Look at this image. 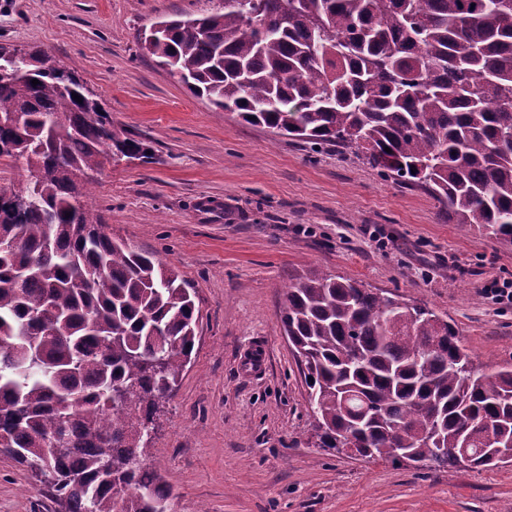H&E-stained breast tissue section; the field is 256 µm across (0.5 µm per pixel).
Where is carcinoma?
<instances>
[{
	"label": "carcinoma",
	"instance_id": "1",
	"mask_svg": "<svg viewBox=\"0 0 512 512\" xmlns=\"http://www.w3.org/2000/svg\"><path fill=\"white\" fill-rule=\"evenodd\" d=\"M254 2L264 26L245 17ZM282 2L219 0L151 24L141 48L214 108L355 147L512 244V0ZM9 112L20 121L0 126V157L27 179L11 191L24 208L0 204V448L64 512H166L151 432L194 350L193 289L84 200L104 160L147 162L152 147L38 47L0 43ZM281 322L320 447L351 437L372 461L404 451L450 470L512 460V368L476 371L433 311L310 270Z\"/></svg>",
	"mask_w": 512,
	"mask_h": 512
}]
</instances>
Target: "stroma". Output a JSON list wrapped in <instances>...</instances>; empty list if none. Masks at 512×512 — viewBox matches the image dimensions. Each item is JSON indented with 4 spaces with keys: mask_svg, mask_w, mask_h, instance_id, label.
I'll list each match as a JSON object with an SVG mask.
<instances>
[{
    "mask_svg": "<svg viewBox=\"0 0 512 512\" xmlns=\"http://www.w3.org/2000/svg\"><path fill=\"white\" fill-rule=\"evenodd\" d=\"M208 0H0V43L72 67L155 159L108 160L90 204L114 238L158 254L195 291L198 339L157 416L150 464L172 512H512V463L454 472L317 447L281 323L289 280L321 268L428 306L474 366H512V245L453 224L423 188L363 153L273 138L199 99L138 39ZM0 512H58L0 452Z\"/></svg>",
    "mask_w": 512,
    "mask_h": 512,
    "instance_id": "obj_1",
    "label": "stroma"
}]
</instances>
